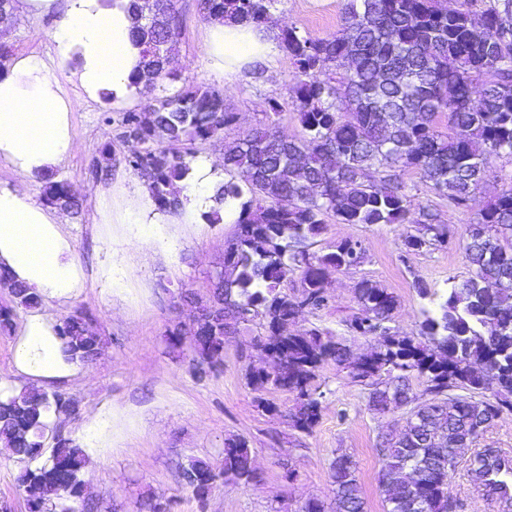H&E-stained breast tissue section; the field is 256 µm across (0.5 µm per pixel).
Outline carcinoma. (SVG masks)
<instances>
[{"label":"carcinoma","mask_w":512,"mask_h":512,"mask_svg":"<svg viewBox=\"0 0 512 512\" xmlns=\"http://www.w3.org/2000/svg\"><path fill=\"white\" fill-rule=\"evenodd\" d=\"M278 0H201L204 19L271 28ZM170 22L154 27L130 0L132 37L142 65L132 86L150 88L168 75L167 46L181 32L174 0H159ZM292 61L293 104L302 134L288 138L277 129L281 104L268 101L267 122L224 151L230 179L218 184L214 201L240 204L237 231L224 255V283L199 304L201 317L189 339L199 364L224 365V337L262 314L275 370H250L256 390L281 388L295 394L294 427L308 432L317 423L322 393L315 384L329 361L370 387L369 407L385 413L410 407L416 426L378 448L379 483L387 512H448L450 473L480 436L475 419L490 421L512 410V187L480 210L468 225L463 253L471 276L454 287L438 308L427 311L417 342L388 322L395 298L376 284L357 289L359 313L350 329L377 341L366 357L350 359L347 346L322 329L288 333V323L326 302L325 269L354 266L361 246L346 240L314 256L309 239L325 218L343 224H421L423 233L403 240L407 249L447 241L448 230L424 209L411 218L412 199L401 175L415 172L457 208L469 206L491 160L512 155V0H464L448 10L439 0H345L343 24L327 38L295 29L277 35ZM491 76L484 82L482 78ZM448 119V132L437 119ZM236 113L224 94L208 88L179 89L124 113L122 137L145 144L128 166L149 181L162 211L179 209L176 183L195 158L192 145L221 136ZM49 206L79 212L82 202L64 180L47 178L42 192ZM301 270V290L281 284ZM12 306L0 309V329L12 326L15 311L41 305V298L0 274ZM64 353L84 364L96 360L101 338L89 332L87 314L76 311L59 328ZM425 378L428 400L414 404L408 380ZM492 391L494 399L484 397ZM70 412V399L57 390H10L0 394V439L23 464L19 482L29 512H75L82 498L85 457L74 441L54 429V415ZM487 454L470 459V472L483 482ZM332 510L309 500L301 512H364L355 463L348 455L330 465ZM187 485L205 502L220 478L245 485L260 482L250 448L240 439L224 446L220 464L193 459Z\"/></svg>","instance_id":"1"}]
</instances>
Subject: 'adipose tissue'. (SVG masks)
Returning a JSON list of instances; mask_svg holds the SVG:
<instances>
[{"label": "adipose tissue", "instance_id": "1", "mask_svg": "<svg viewBox=\"0 0 512 512\" xmlns=\"http://www.w3.org/2000/svg\"><path fill=\"white\" fill-rule=\"evenodd\" d=\"M132 29L128 0L111 7L103 0H68L54 32L57 58L62 64L78 60L74 77L88 98L122 101L130 95L141 61ZM207 52L226 77L244 74L278 48L270 31L232 22L211 25ZM72 108L42 59L17 58L0 68V157L18 177L14 188L0 190V269L47 300L69 299L85 286L81 267L70 258L62 214L36 203L27 191L31 178L48 174L73 153ZM57 326L54 315L37 309L21 327L15 373L38 389L82 371L81 363L64 354Z\"/></svg>", "mask_w": 512, "mask_h": 512}]
</instances>
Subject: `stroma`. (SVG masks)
Instances as JSON below:
<instances>
[{
  "label": "stroma",
  "mask_w": 512,
  "mask_h": 512,
  "mask_svg": "<svg viewBox=\"0 0 512 512\" xmlns=\"http://www.w3.org/2000/svg\"><path fill=\"white\" fill-rule=\"evenodd\" d=\"M343 4L344 0H278L273 15L277 29L294 28L324 38L340 30ZM177 8L181 35L174 50L176 62L170 67L171 78L160 81L153 92L132 93L123 104L87 100L71 78V66L52 69L63 96L74 103L71 123L76 148L55 174L84 201L79 215L67 216L64 230L86 280L78 297L62 304L47 301L43 307L61 318L78 309L86 312L102 338L101 353L86 365V377L59 386L77 404L68 420V435H75L96 414L112 416V451L102 461L88 458L85 500L96 504V512H140L141 504L156 500L166 503L170 512H300L309 500L331 503L330 464L345 454L356 464L365 512H385L376 448L380 437L404 430L406 410L385 414L370 410L367 387L352 382L346 370L328 362L318 371L323 393L319 419L311 432L295 429L291 420L295 395L281 389L255 390L245 378L247 370L265 369L271 363L256 346L257 338L267 334L261 316L225 337L224 366L216 371L201 372L189 346H170V330L177 325L186 330L193 323L195 306L188 295L208 298L211 276L224 264L236 224L212 223L204 217L195 224H176L168 212L162 213L158 224L100 221L101 196L117 201L144 182L127 165L133 147L119 133L124 112L142 108L151 96L203 86L223 93L226 106L235 112V123L219 138L197 145L192 163L197 170L222 156L244 130L264 121L270 97H278L283 105L280 131L290 137L301 132L287 52L258 61L246 78L216 76L206 53L209 24L199 0H177ZM61 18L58 12L36 16L16 8L6 37L13 57L34 54L54 59L53 31ZM107 143L112 146L108 162L101 154ZM100 162L106 163L109 174L92 179L90 171ZM402 180L415 206L436 214L447 226V244L409 251L402 241L416 233V225L342 224L328 219L320 234L309 240V253L321 256L352 239L360 243L363 259L347 269L328 270L327 305L301 314L290 324L291 333L317 326L343 339L352 357L370 353L375 340L354 336L349 329L359 311L357 289L368 281L394 295L391 327L400 335L418 336L433 296L447 295L469 277L462 238L480 209L500 190L512 187V155L493 159L486 182L465 210L453 206L419 175L409 172ZM107 261L112 264L108 280L99 274ZM424 287L429 290L425 296L420 293ZM238 439L246 440L261 482L216 481L206 503H199L182 480L183 467L193 457L219 463L225 443ZM20 469L7 452L0 451V512H28L26 495L17 483ZM287 469L294 472L295 481L284 479ZM450 492L456 512H512V505L483 496L465 458L451 476Z\"/></svg>",
  "instance_id": "obj_1"
}]
</instances>
